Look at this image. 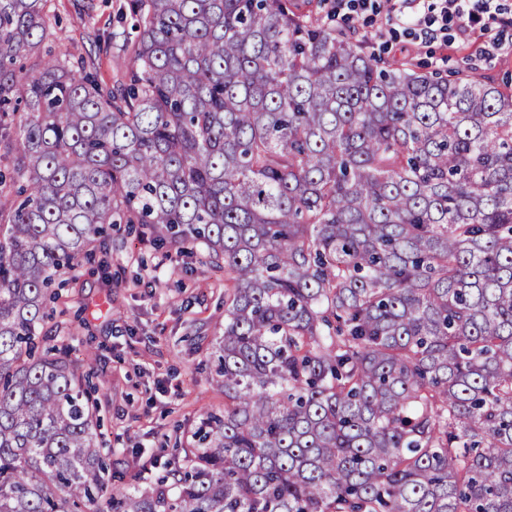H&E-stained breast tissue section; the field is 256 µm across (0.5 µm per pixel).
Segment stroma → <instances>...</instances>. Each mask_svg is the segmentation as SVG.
Instances as JSON below:
<instances>
[{
	"label": "stroma",
	"instance_id": "obj_1",
	"mask_svg": "<svg viewBox=\"0 0 512 512\" xmlns=\"http://www.w3.org/2000/svg\"><path fill=\"white\" fill-rule=\"evenodd\" d=\"M132 0H51L52 53L96 57L97 78L109 86L129 65L125 51L138 32ZM311 9L365 52L401 55L446 76L471 66L470 47L422 46L385 12L344 25L330 0ZM107 251L68 273L55 312L43 325L49 343L91 354L98 376L100 430L117 476L150 481L175 462L174 444L190 446L201 414L224 407L212 380L215 339L224 331V274L201 249L160 245L138 225L117 224Z\"/></svg>",
	"mask_w": 512,
	"mask_h": 512
}]
</instances>
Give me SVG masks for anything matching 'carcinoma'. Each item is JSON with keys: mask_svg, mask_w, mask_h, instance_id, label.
<instances>
[{"mask_svg": "<svg viewBox=\"0 0 512 512\" xmlns=\"http://www.w3.org/2000/svg\"><path fill=\"white\" fill-rule=\"evenodd\" d=\"M0 0V512H512V86L383 63L311 0H134L111 88L18 66ZM224 269L197 444L112 488L96 405L40 336L108 227Z\"/></svg>", "mask_w": 512, "mask_h": 512, "instance_id": "cac0c4a2", "label": "carcinoma"}]
</instances>
